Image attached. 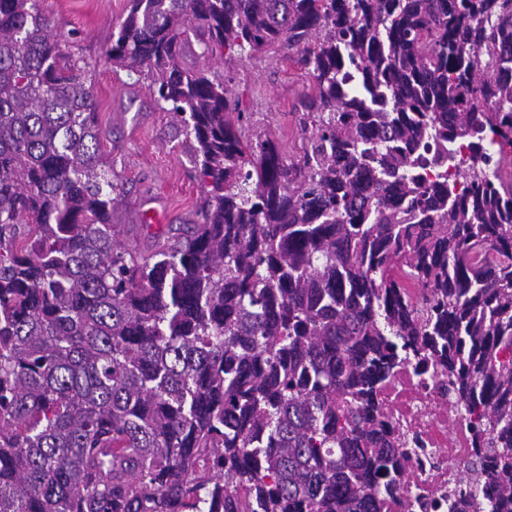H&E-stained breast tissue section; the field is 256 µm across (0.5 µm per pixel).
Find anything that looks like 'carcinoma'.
<instances>
[{"mask_svg":"<svg viewBox=\"0 0 512 512\" xmlns=\"http://www.w3.org/2000/svg\"><path fill=\"white\" fill-rule=\"evenodd\" d=\"M200 31L300 48L298 158ZM107 57L179 118L198 223L124 246L87 66L0 0V512H381L404 353L473 418L455 492L512 505V0H127Z\"/></svg>","mask_w":512,"mask_h":512,"instance_id":"cac0c4a2","label":"carcinoma"}]
</instances>
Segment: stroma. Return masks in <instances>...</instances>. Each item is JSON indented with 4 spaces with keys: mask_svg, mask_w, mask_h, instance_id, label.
I'll return each mask as SVG.
<instances>
[{
    "mask_svg": "<svg viewBox=\"0 0 512 512\" xmlns=\"http://www.w3.org/2000/svg\"><path fill=\"white\" fill-rule=\"evenodd\" d=\"M126 5L127 0H39L64 53L90 65L102 148L120 190L114 220L127 227L125 245L145 250L152 241L139 221L140 210L163 212L172 227L196 223L201 184L182 126L159 109L146 75L107 60L110 34ZM210 66L230 69L232 96L252 129L278 140L286 155L297 156L300 100L311 78L294 52L275 46L229 66L217 57Z\"/></svg>",
    "mask_w": 512,
    "mask_h": 512,
    "instance_id": "1",
    "label": "stroma"
}]
</instances>
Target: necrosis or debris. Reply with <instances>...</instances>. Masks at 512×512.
Masks as SVG:
<instances>
[{"label":"necrosis or debris","mask_w":512,"mask_h":512,"mask_svg":"<svg viewBox=\"0 0 512 512\" xmlns=\"http://www.w3.org/2000/svg\"><path fill=\"white\" fill-rule=\"evenodd\" d=\"M380 419L410 452L399 502L383 512H475L470 498L449 497L472 458L474 431L439 370L400 363L381 391Z\"/></svg>","instance_id":"obj_1"}]
</instances>
